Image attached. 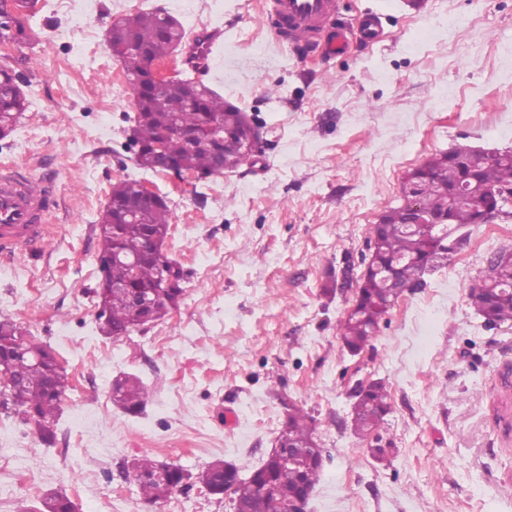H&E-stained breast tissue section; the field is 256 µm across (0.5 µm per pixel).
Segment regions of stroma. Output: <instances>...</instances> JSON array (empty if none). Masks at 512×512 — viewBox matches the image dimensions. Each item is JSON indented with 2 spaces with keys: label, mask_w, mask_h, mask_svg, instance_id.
<instances>
[{
  "label": "stroma",
  "mask_w": 512,
  "mask_h": 512,
  "mask_svg": "<svg viewBox=\"0 0 512 512\" xmlns=\"http://www.w3.org/2000/svg\"><path fill=\"white\" fill-rule=\"evenodd\" d=\"M349 25L379 15L385 36L325 62L274 40L263 0H39L30 41L0 52L25 76L29 108L0 165L51 181L48 242L0 254V320L49 345L68 374L56 439L0 414V512H37L51 493L78 512H233L189 482L145 503L128 469L149 456L195 474L215 460L249 476L290 407L315 420L324 450L307 512H512V324L485 327L469 286L512 249V214L468 240L406 292L360 355L336 324L352 297L367 228L401 201L405 174L458 146L512 150V0H336ZM221 30L203 82L262 127L252 162L174 189L126 146L132 93L106 30L144 9ZM171 206L165 254L188 272L162 322L101 332L97 218L118 180ZM138 376L145 410L126 414L113 380ZM386 381L394 446L371 455L351 423L350 389Z\"/></svg>",
  "instance_id": "stroma-1"
}]
</instances>
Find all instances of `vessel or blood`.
<instances>
[{
    "mask_svg": "<svg viewBox=\"0 0 512 512\" xmlns=\"http://www.w3.org/2000/svg\"><path fill=\"white\" fill-rule=\"evenodd\" d=\"M335 14V0H267L265 4V17L274 36L306 53L333 56L344 50L345 38L333 23ZM220 36L217 29L200 32L191 47L199 67H207ZM51 205L39 181H22L13 166L0 169V251L37 250L46 231L35 223L34 215L48 211Z\"/></svg>",
    "mask_w": 512,
    "mask_h": 512,
    "instance_id": "b4317fda",
    "label": "vessel or blood"
}]
</instances>
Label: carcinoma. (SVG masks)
I'll use <instances>...</instances> for the list:
<instances>
[{
  "label": "carcinoma",
  "instance_id": "carcinoma-1",
  "mask_svg": "<svg viewBox=\"0 0 512 512\" xmlns=\"http://www.w3.org/2000/svg\"><path fill=\"white\" fill-rule=\"evenodd\" d=\"M38 0H0V15H11L12 24L3 38L10 42L24 43L31 37V30L23 22L27 14L36 12ZM163 12L137 11L117 19L116 24L126 28L130 37L109 42L113 56L121 63L124 78L133 90L139 88L146 75V57L156 61L167 59L171 53L188 43L185 29L178 23L162 25ZM196 67L175 68L161 88L149 94L137 93L134 98V137L128 141L137 164L153 169V153L156 145L164 146L166 156L185 170L191 171L203 181L217 174L218 150L206 145L190 148L184 136L177 134L173 126L179 124L198 141L208 138L215 123L235 128L240 124L242 110L224 100L195 74ZM29 101L22 89L20 73L13 67L0 65V142L8 140ZM222 150L239 164L248 161L242 153L240 138L231 135L224 139ZM479 184L476 191L458 194L449 208L450 226L458 231L477 224L480 214L481 190L485 188L512 189V152L497 160L474 159ZM456 178L455 166L448 152L432 155L418 167L412 179L414 193L420 208L438 212L446 204L448 184ZM141 181L121 179L112 185L109 198L124 204L138 205L136 223H121L120 211L107 202L100 212V255H108L116 247L129 258L140 259L137 271H131L124 263H112L107 278L121 288H98V307L114 335L131 333L138 328L140 313L134 308L130 293L135 289H153L158 283V265L154 259H144L149 237L164 243L171 225L169 200L161 197L154 202L139 203ZM384 224L368 227L367 252L362 254L360 275L350 279L355 284L356 295L351 308L336 325L343 347L358 353L376 338L380 326L395 299L389 292L386 272L393 269L399 280L412 289L422 288L425 281L418 275L419 267L427 265L431 270L442 266L444 257L437 250L434 232L423 225L413 232L405 230L408 214L402 205L385 212ZM491 272H482L469 286V300L475 312L488 327L512 323V260L502 261L497 253L488 262ZM169 286L160 289L161 297L149 311L150 322L164 320L179 306L186 289L187 274L176 262L167 270ZM24 350L12 364V378L21 383V406L31 415L41 440L51 444L55 440L54 427L57 414L65 396L68 381L66 370L57 361L55 352L47 345L36 342L17 324L0 320V348L10 350L15 346ZM150 397L142 380L134 375L119 378L112 383V400L126 413H141ZM352 425L358 435L365 438L379 429L391 413V394L382 380H371L352 395ZM277 438H284L306 448H317L314 419L301 408H292ZM224 462L209 464L199 477L216 479L235 484V501L246 512H281L305 490L314 489L319 481L322 464L315 456L302 464H284L274 457H267L263 465L243 478L237 466L223 471ZM186 473L177 465L172 466L167 482L152 479H136L142 499L147 503L165 500L180 488Z\"/></svg>",
  "mask_w": 512,
  "mask_h": 512
}]
</instances>
